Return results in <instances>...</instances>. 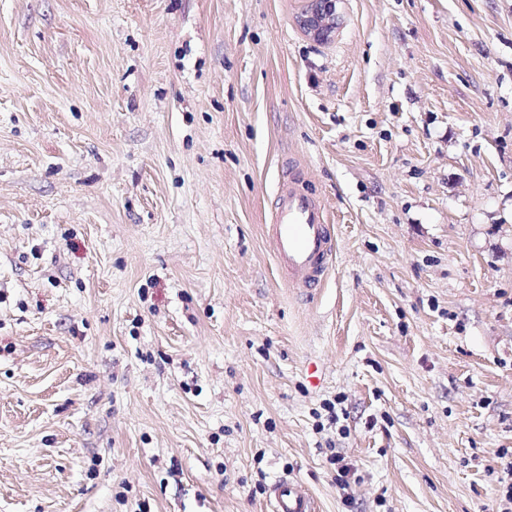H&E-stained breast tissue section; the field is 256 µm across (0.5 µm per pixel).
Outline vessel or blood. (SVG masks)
I'll list each match as a JSON object with an SVG mask.
<instances>
[{"label":"vessel or blood","instance_id":"obj_1","mask_svg":"<svg viewBox=\"0 0 512 512\" xmlns=\"http://www.w3.org/2000/svg\"><path fill=\"white\" fill-rule=\"evenodd\" d=\"M267 231L288 286L318 287L333 263L336 240L323 203L305 188L300 172H293L283 184ZM271 492L276 512H314L309 494L298 482H278Z\"/></svg>","mask_w":512,"mask_h":512}]
</instances>
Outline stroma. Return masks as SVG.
<instances>
[{"instance_id":"1","label":"stroma","mask_w":512,"mask_h":512,"mask_svg":"<svg viewBox=\"0 0 512 512\" xmlns=\"http://www.w3.org/2000/svg\"><path fill=\"white\" fill-rule=\"evenodd\" d=\"M305 5L0 0V512H512V0ZM299 23L314 38L330 40L337 28L336 1L310 0ZM267 231L288 287H318L333 263L336 240L323 203L305 188L300 171L282 185ZM272 499L277 512H314L313 503L303 485L292 480L273 485Z\"/></svg>"}]
</instances>
